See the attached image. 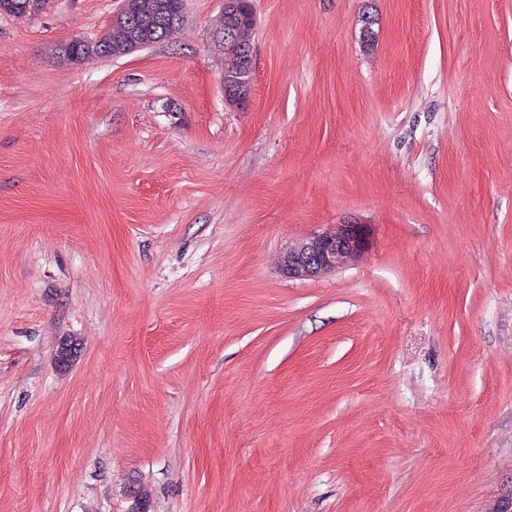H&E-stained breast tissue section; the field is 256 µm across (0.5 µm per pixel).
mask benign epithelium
Returning <instances> with one entry per match:
<instances>
[{
    "mask_svg": "<svg viewBox=\"0 0 512 512\" xmlns=\"http://www.w3.org/2000/svg\"><path fill=\"white\" fill-rule=\"evenodd\" d=\"M242 66L240 92L225 96L227 104L242 108L248 101L255 81L254 46L237 41ZM369 225L348 221L333 225L320 235L304 239L280 257V268L290 279H313L360 259L370 248Z\"/></svg>",
    "mask_w": 512,
    "mask_h": 512,
    "instance_id": "obj_1",
    "label": "benign epithelium"
}]
</instances>
